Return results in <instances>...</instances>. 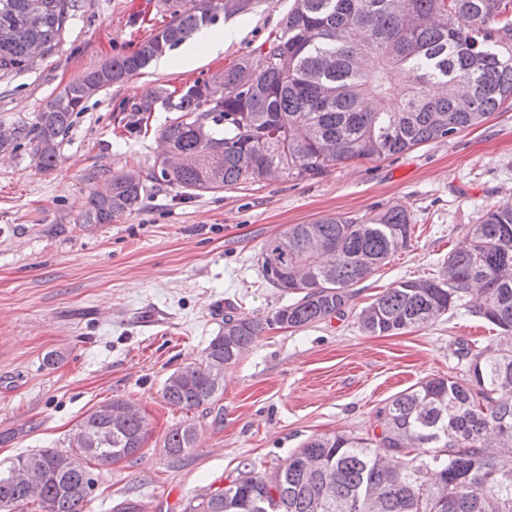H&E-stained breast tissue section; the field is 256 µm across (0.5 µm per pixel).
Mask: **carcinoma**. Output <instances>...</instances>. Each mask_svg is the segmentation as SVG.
Returning <instances> with one entry per match:
<instances>
[{"label":"carcinoma","mask_w":512,"mask_h":512,"mask_svg":"<svg viewBox=\"0 0 512 512\" xmlns=\"http://www.w3.org/2000/svg\"><path fill=\"white\" fill-rule=\"evenodd\" d=\"M80 0H0V79L30 68L33 50L58 51ZM249 0L175 3L170 21L130 55L85 70L30 125H12L0 149L33 146L54 168L73 114L101 89L152 61ZM247 59L121 110L123 138L146 135L156 106L179 113L158 136L159 171L112 175L84 205L87 224L140 209L162 180L193 195L256 184L274 174L317 178L355 160H378L456 134L512 102V0H292L279 28ZM397 205L364 216L292 224L266 239L259 261L273 288L300 295L265 316L224 314V331L202 359L173 372L161 397L192 410L222 393L224 368L273 327L297 328L344 314L350 288L367 280L413 231ZM464 306L512 339V203L467 225L437 274L400 280L358 314L361 330L394 336L434 324ZM465 378L433 377L378 409L371 429L306 440L271 470L246 464L228 486L201 494L185 512H512V348L461 352ZM147 422L133 404L110 400L79 424L68 449L44 448L0 463V512H86L89 467L132 459ZM185 421L164 439L169 456L196 443Z\"/></svg>","instance_id":"obj_1"}]
</instances>
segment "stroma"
<instances>
[{
	"mask_svg": "<svg viewBox=\"0 0 512 512\" xmlns=\"http://www.w3.org/2000/svg\"><path fill=\"white\" fill-rule=\"evenodd\" d=\"M291 0H252L219 17L240 39L171 69L151 64L102 89L75 114L61 160L40 169L30 149L0 152V460L66 449L84 416L112 399L134 402L148 434L136 460L91 466L88 512H183L224 486L242 464L278 466L309 437L364 432L388 398L431 377H462L460 353L499 343L464 308L397 336H369L357 314L394 282L434 274L466 225L512 202V109L456 135L380 161L348 162L306 181L273 178L186 196L158 184L140 210L84 223L88 195L112 174L152 169L160 130L176 117L157 107L148 136L114 133L118 107L160 89H183L257 47ZM169 13L164 0H81L58 52L0 80V124L34 123L83 71L134 52ZM400 205L416 222L409 245L353 287L344 316L266 332L224 371L217 402L190 411L163 402L174 371L199 361L224 328V309L264 316L293 295L263 279L262 243L290 224L359 217ZM196 425L194 448L163 447L175 424Z\"/></svg>",
	"mask_w": 512,
	"mask_h": 512,
	"instance_id": "stroma-1",
	"label": "stroma"
}]
</instances>
